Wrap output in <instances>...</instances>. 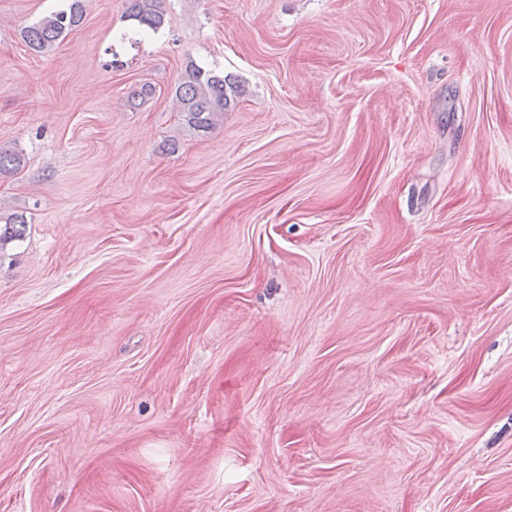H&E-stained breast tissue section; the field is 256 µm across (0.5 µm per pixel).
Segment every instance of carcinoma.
Segmentation results:
<instances>
[{
	"mask_svg": "<svg viewBox=\"0 0 512 512\" xmlns=\"http://www.w3.org/2000/svg\"><path fill=\"white\" fill-rule=\"evenodd\" d=\"M126 13L139 25L152 31L164 23V0H125ZM84 20L83 0H70L67 8L54 11L25 27L21 36L34 52L50 50L79 27ZM238 85L213 70H205L193 63L186 66L174 96L177 112L183 124L198 132H207L234 102ZM23 165L22 156L0 146V176L12 174ZM25 217L12 213L4 218L0 229V250L23 234Z\"/></svg>",
	"mask_w": 512,
	"mask_h": 512,
	"instance_id": "obj_1",
	"label": "carcinoma"
}]
</instances>
